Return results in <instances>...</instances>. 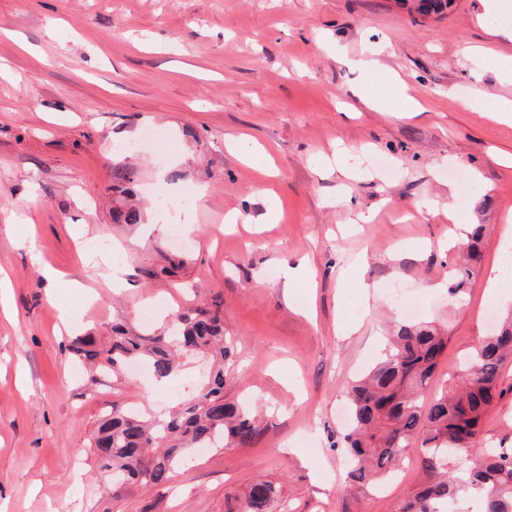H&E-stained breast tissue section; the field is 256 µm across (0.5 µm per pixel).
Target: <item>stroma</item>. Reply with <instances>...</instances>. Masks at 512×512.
I'll return each mask as SVG.
<instances>
[{"instance_id":"stroma-1","label":"stroma","mask_w":512,"mask_h":512,"mask_svg":"<svg viewBox=\"0 0 512 512\" xmlns=\"http://www.w3.org/2000/svg\"><path fill=\"white\" fill-rule=\"evenodd\" d=\"M511 53L484 0L443 15L400 0H0V512H225L258 478L280 488L272 512H396L425 479L420 451L383 491L347 479L342 389L402 313L389 288L448 328L427 396L457 388L490 334L487 279L512 230V124L496 115L512 81L495 65ZM365 56L376 67L354 71ZM403 93L420 111H400ZM261 167L275 199L257 194ZM464 194L450 223L441 205ZM161 196L193 202L182 249L155 229ZM130 204L139 224L117 225ZM233 210L244 222L225 223ZM461 223L486 231L457 301ZM99 240L120 280L110 258L86 264ZM194 299L223 303L224 397L257 408L260 432L189 454L166 483L114 486L91 446L99 420L171 402L148 374L90 376L69 343ZM481 435L512 448V364Z\"/></svg>"}]
</instances>
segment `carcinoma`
<instances>
[{"mask_svg":"<svg viewBox=\"0 0 512 512\" xmlns=\"http://www.w3.org/2000/svg\"><path fill=\"white\" fill-rule=\"evenodd\" d=\"M483 231V225H475L466 254L453 265L449 294L465 292L481 257ZM447 344V333L429 322L402 323L388 337L381 357L347 384V478L367 487L381 483L417 441L427 481L398 512H446L443 506L465 493L476 497L480 512H512V448H488L480 438L501 369L512 360V318L506 317L474 347L462 390L442 393L424 406L420 394ZM71 349L114 374L130 363L143 364L157 381L177 377L188 357L211 361L205 386L173 406L168 417L151 421L131 405L100 421L94 448L119 487L162 484L187 451L212 448L219 441L226 447H247L259 433L250 408L224 401V361L231 348L216 304L191 305L174 313L172 328L157 334L116 325L108 342L81 337L72 341ZM278 494L273 482L258 479L243 498L227 505V512H270Z\"/></svg>","mask_w":512,"mask_h":512,"instance_id":"obj_1","label":"carcinoma"}]
</instances>
